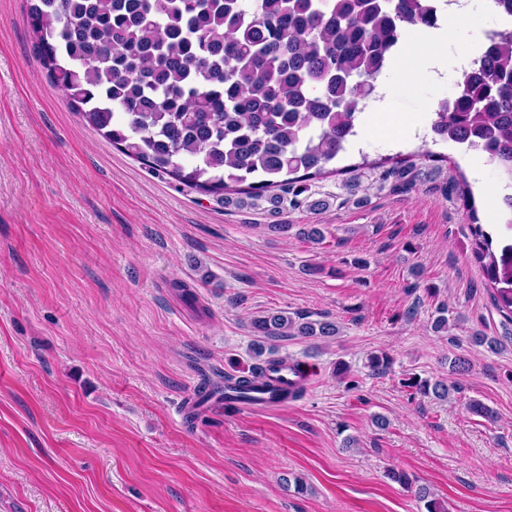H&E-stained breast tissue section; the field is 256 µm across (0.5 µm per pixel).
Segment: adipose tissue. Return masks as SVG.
Segmentation results:
<instances>
[{
  "instance_id": "obj_1",
  "label": "adipose tissue",
  "mask_w": 512,
  "mask_h": 512,
  "mask_svg": "<svg viewBox=\"0 0 512 512\" xmlns=\"http://www.w3.org/2000/svg\"><path fill=\"white\" fill-rule=\"evenodd\" d=\"M478 40V33H471L456 54L452 55L448 52L447 28H429L417 25L406 34L398 49V54L403 58L424 61L431 69L435 79L444 80L447 79L450 68L458 69L465 65L470 50Z\"/></svg>"
}]
</instances>
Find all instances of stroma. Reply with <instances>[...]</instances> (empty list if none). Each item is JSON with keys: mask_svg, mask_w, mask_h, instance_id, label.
<instances>
[{"mask_svg": "<svg viewBox=\"0 0 512 512\" xmlns=\"http://www.w3.org/2000/svg\"><path fill=\"white\" fill-rule=\"evenodd\" d=\"M404 66L402 123L364 113L336 173L310 181L328 210L228 207L86 126L35 57L24 0H0V512H423L392 469L449 512H512V322L468 229L504 184L486 157L432 139L457 80ZM422 146L440 159L416 160L413 190L380 185L372 162ZM454 180L474 210L444 194ZM309 224L322 242L301 236ZM442 303L462 319L437 332ZM276 311L329 316L340 334H251ZM261 348L313 369L304 395L225 406V374ZM378 351L393 359L381 375L366 365ZM458 357L467 372L451 373ZM412 374L462 390L424 397L404 387ZM206 380L215 395L184 418Z\"/></svg>", "mask_w": 512, "mask_h": 512, "instance_id": "35a3bbf8", "label": "stroma"}]
</instances>
